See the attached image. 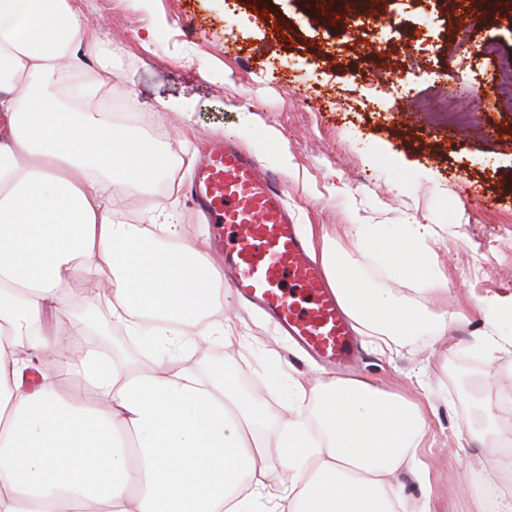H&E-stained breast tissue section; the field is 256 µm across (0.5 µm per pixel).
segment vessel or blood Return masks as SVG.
Here are the masks:
<instances>
[{
    "label": "vessel or blood",
    "instance_id": "1",
    "mask_svg": "<svg viewBox=\"0 0 512 512\" xmlns=\"http://www.w3.org/2000/svg\"><path fill=\"white\" fill-rule=\"evenodd\" d=\"M190 199L206 216L209 250L227 263L237 295L324 361L348 366L356 356L351 327L259 161L228 141L207 140Z\"/></svg>",
    "mask_w": 512,
    "mask_h": 512
}]
</instances>
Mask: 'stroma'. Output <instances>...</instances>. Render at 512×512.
<instances>
[{
  "label": "stroma",
  "instance_id": "1",
  "mask_svg": "<svg viewBox=\"0 0 512 512\" xmlns=\"http://www.w3.org/2000/svg\"><path fill=\"white\" fill-rule=\"evenodd\" d=\"M399 30H356L351 17L328 23L304 0H83L102 45L89 70L108 67L112 91L132 104L128 120L176 159L154 193L127 194L115 217L141 223L173 208L189 240L207 227L187 184L200 138L230 135L277 180L298 224L325 231L364 279L402 297L408 284L358 249V224H434L432 248L448 269L449 307L467 319L449 339L418 336L393 359L362 343L360 376L389 391L428 399L424 453L435 463L429 489L403 475L412 507L481 512L471 490V442L512 395V352L488 366L477 353L486 322L483 295L512 296V108L495 94L512 66V13L486 25L474 0H387ZM161 98L195 101L179 116ZM471 107L470 123H442L432 106ZM177 193H170V186ZM229 338L188 358L205 368L232 365L241 388L277 408L288 374L330 379L257 310L231 299Z\"/></svg>",
  "mask_w": 512,
  "mask_h": 512
}]
</instances>
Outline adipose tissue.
Here are the masks:
<instances>
[{"mask_svg": "<svg viewBox=\"0 0 512 512\" xmlns=\"http://www.w3.org/2000/svg\"><path fill=\"white\" fill-rule=\"evenodd\" d=\"M99 35L80 0H0V512H407L399 473L429 485L427 402L365 378L295 379L281 414L240 389L232 367L204 373L186 353L224 337L223 271L187 241L174 212L112 216V188L150 193L169 155L132 123L74 112L57 98ZM357 238L417 287L409 303L373 287L322 236L318 255L356 331L379 353L443 336L448 271L429 224L357 227ZM165 239L171 249L156 247ZM108 282L105 327L147 338L166 360L129 368L48 331L71 313L74 275ZM482 355L512 345V297L484 295ZM211 315L204 331L199 318ZM58 356L55 373L33 361ZM277 423L279 467L263 430Z\"/></svg>", "mask_w": 512, "mask_h": 512, "instance_id": "obj_1", "label": "adipose tissue"}]
</instances>
